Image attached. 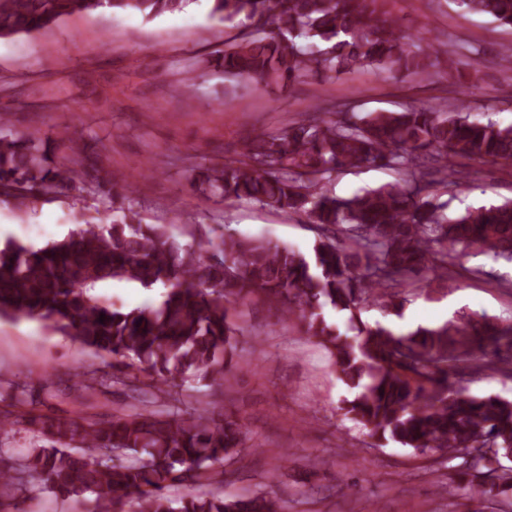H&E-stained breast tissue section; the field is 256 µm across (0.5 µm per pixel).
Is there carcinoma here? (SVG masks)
Here are the masks:
<instances>
[{"label":"carcinoma","mask_w":512,"mask_h":512,"mask_svg":"<svg viewBox=\"0 0 512 512\" xmlns=\"http://www.w3.org/2000/svg\"><path fill=\"white\" fill-rule=\"evenodd\" d=\"M192 0H0V39L30 36L73 15L133 11L146 19L181 11ZM388 0H209V17L233 23L216 66L224 74L289 86L321 73L369 68L423 76L442 45L414 51L400 41ZM470 14L512 26V0H458ZM243 159L191 175L203 196L246 201L302 214L319 238L309 256L270 241L233 235L180 241L162 224L130 218L92 224L75 215L64 238L34 248L0 247V319H28L143 376L133 391L158 398L164 387L198 378L213 392H232L240 328L230 311L253 299L305 321L328 351L337 378L354 397L344 415L368 429L378 446L442 450L461 460L454 491L470 502L512 493V474H497L512 453V400L472 395L466 377H512V325L484 314L401 332L365 306L386 310L400 295L447 286L448 270L473 248L512 264V202L448 212L461 186L454 160L512 166V123L446 108L407 107L331 119L321 108L244 144ZM33 133L0 130V199L28 209L63 191H84L87 172ZM347 166L389 167L399 178L350 196L326 185ZM126 200L113 179L101 185ZM165 288L157 305L122 310L97 289L107 281ZM349 314L342 331L325 310ZM104 321H99L100 315ZM86 391L125 383L77 373ZM23 430L34 447L21 463L0 459V488L21 469L56 497L94 496L89 512H283L277 498L210 489L224 461L246 447L235 420L216 422L207 408L141 410L96 421L43 419L0 410V438ZM130 455L115 464L112 453ZM482 467L491 483L475 482ZM174 486L185 493L169 495Z\"/></svg>","instance_id":"carcinoma-1"}]
</instances>
